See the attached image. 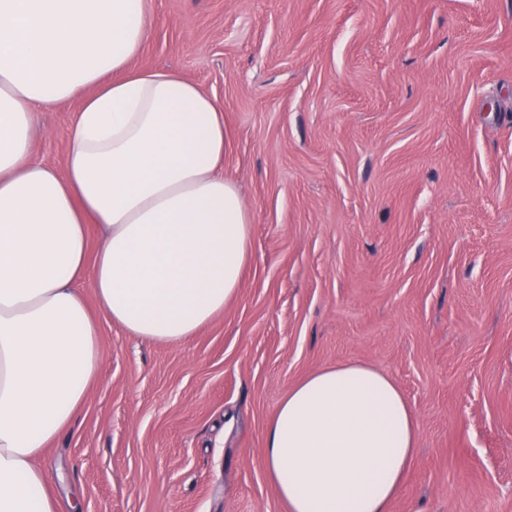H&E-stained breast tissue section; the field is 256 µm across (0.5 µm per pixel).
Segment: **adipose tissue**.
<instances>
[{"mask_svg": "<svg viewBox=\"0 0 512 512\" xmlns=\"http://www.w3.org/2000/svg\"><path fill=\"white\" fill-rule=\"evenodd\" d=\"M150 25L149 0H0V512H60L39 460L99 368L80 284L130 334L179 342L223 312L250 258L224 113L181 75L134 68ZM69 100L58 171L34 154L37 116ZM417 438L393 380L350 361L292 387L265 468L289 512H387Z\"/></svg>", "mask_w": 512, "mask_h": 512, "instance_id": "ef3b65f1", "label": "adipose tissue"}]
</instances>
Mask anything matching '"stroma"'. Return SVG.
Here are the masks:
<instances>
[{"label": "stroma", "mask_w": 512, "mask_h": 512, "mask_svg": "<svg viewBox=\"0 0 512 512\" xmlns=\"http://www.w3.org/2000/svg\"><path fill=\"white\" fill-rule=\"evenodd\" d=\"M139 67L224 111L253 219L237 296L176 343L83 287L99 372L41 460L81 512H288L264 432L333 364L388 374L418 448L388 512H512V0H151ZM78 102L38 115L63 170Z\"/></svg>", "instance_id": "1"}]
</instances>
